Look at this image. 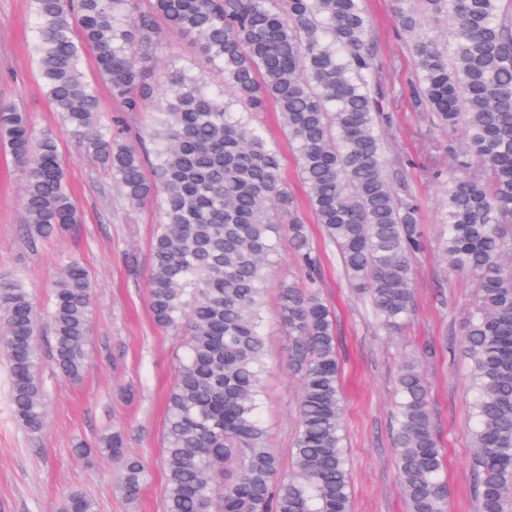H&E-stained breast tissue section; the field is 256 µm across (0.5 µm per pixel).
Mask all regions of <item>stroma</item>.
Listing matches in <instances>:
<instances>
[{
  "mask_svg": "<svg viewBox=\"0 0 512 512\" xmlns=\"http://www.w3.org/2000/svg\"><path fill=\"white\" fill-rule=\"evenodd\" d=\"M374 21L373 51L383 69V105L393 117L387 161L401 162L420 208L427 247L414 262V313L399 330L381 328L365 295L351 288L336 248L312 213H305L319 257V288L331 308L336 336L351 512H407L400 494L393 430L396 380L405 360L421 361L429 385L432 425L444 455L447 512H477L472 490L474 453L470 419V365L464 326L474 309L473 278L449 271L441 242L446 184L434 176L448 167L461 136L437 129L431 113L411 95V54L393 16V0H365ZM30 0H0V103L19 106L33 126L55 137L65 179L80 221L49 240L24 231L22 180L0 148V277H20L34 304L46 308L68 260H78L93 283L87 367L74 382L54 365L53 331L41 323L36 346L43 361L46 417L35 434L15 420L9 374L0 362V512H57L79 490L98 512H164L163 432L166 399L177 367V340L153 322L146 283L156 202L130 206L121 186L84 153L80 140L45 96L28 48ZM159 62L150 81L164 86L176 69L199 73L202 61L189 43L160 26ZM305 287L289 243H281L266 283L263 331L267 352L262 376V417L268 443L280 456L282 476L292 473L291 448L298 426L300 382L287 367L288 338L277 317L282 283ZM119 428L127 446L149 469L135 505L116 493L119 465L103 455L84 457L76 444Z\"/></svg>",
  "mask_w": 512,
  "mask_h": 512,
  "instance_id": "1",
  "label": "stroma"
}]
</instances>
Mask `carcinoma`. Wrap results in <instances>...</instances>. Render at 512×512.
Instances as JSON below:
<instances>
[{
	"label": "carcinoma",
	"instance_id": "1",
	"mask_svg": "<svg viewBox=\"0 0 512 512\" xmlns=\"http://www.w3.org/2000/svg\"><path fill=\"white\" fill-rule=\"evenodd\" d=\"M415 67L416 105L443 130H464L452 152L443 253L476 282L465 330L475 397L473 490L479 512H505L512 496V7L506 0H394ZM34 53L44 91L87 152L131 205L158 202L147 282L155 323L184 331L167 400L165 512H350L342 392L318 258L295 198L281 181L280 145L251 122L272 104L294 153L309 209L352 285L380 324L411 314L412 260L424 251L419 206L404 167L385 160L391 115L363 0H33ZM184 37L224 87L174 71L167 91L148 83L158 62V21ZM94 52L100 78L124 112L152 114L135 136L98 120L97 87L84 74ZM0 144L23 181L25 230L51 239L79 221L58 146L28 115L0 103ZM151 166L146 175L145 165ZM308 285L284 284L278 318L288 367L301 381L293 472L284 481L260 416L266 342L265 279L283 234ZM84 267L63 266L38 313L17 277H0V359L10 402L31 433L45 420L42 360L34 340L51 324L54 361L83 376L92 312ZM394 446L408 512H445L441 449L426 379L406 362L398 376ZM121 462L117 487L137 501L143 461L120 429L75 452ZM62 512H97L74 490Z\"/></svg>",
	"mask_w": 512,
	"mask_h": 512
}]
</instances>
